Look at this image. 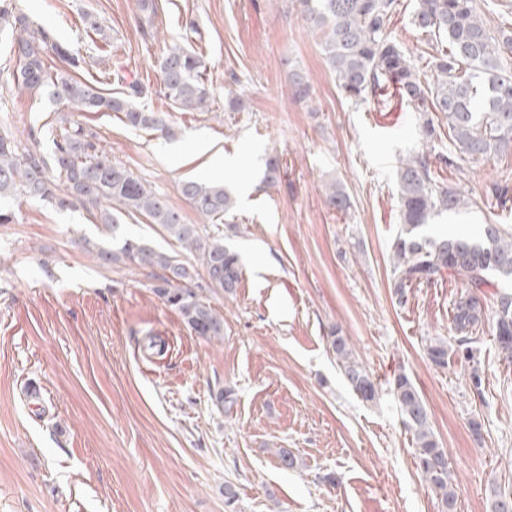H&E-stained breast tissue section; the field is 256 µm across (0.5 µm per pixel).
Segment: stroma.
Masks as SVG:
<instances>
[{"instance_id":"35a3bbf8","label":"stroma","mask_w":512,"mask_h":512,"mask_svg":"<svg viewBox=\"0 0 512 512\" xmlns=\"http://www.w3.org/2000/svg\"><path fill=\"white\" fill-rule=\"evenodd\" d=\"M156 3L146 41L138 0H18L31 22L78 51L80 79L112 94L117 72L150 85L138 105L166 112L175 139L14 87L6 35L0 133L47 153L52 127L77 117L189 224L198 218L181 182L218 179L198 146L235 161L221 179L237 199L228 243L244 276L231 295L202 289L224 316L223 339L209 341L154 293L149 270L102 266L86 253L81 238L107 245L113 235L89 213L14 200L13 223L0 224V512H442L388 389L366 403L347 386L326 342L333 327L378 381L398 370L414 381L448 455L455 512H490L495 492L512 491V363L489 332L474 333L483 390L474 396L468 362L440 369L425 351L448 337L461 282L408 289L403 304L391 286L401 228L394 171L422 147L416 113L346 100L320 37L288 0ZM414 6L400 0L391 31L406 54L426 58L432 48L412 23ZM172 43L202 53L210 111L155 95L158 59ZM294 69L309 80L307 102L291 94ZM232 96L245 110L225 111ZM271 155L283 172L269 188ZM437 176L475 205L435 218L431 233L474 237L484 224L512 232V209L489 193L512 178V154ZM332 181L348 194L347 211L327 205ZM225 387L237 397L229 415L211 400ZM35 389L40 399H31ZM281 448L297 468H281Z\"/></svg>"}]
</instances>
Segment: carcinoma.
<instances>
[{
    "mask_svg": "<svg viewBox=\"0 0 512 512\" xmlns=\"http://www.w3.org/2000/svg\"><path fill=\"white\" fill-rule=\"evenodd\" d=\"M291 7L315 31L323 33L324 59L336 76L342 94L355 102L372 101L379 107L392 99L418 113L422 150L399 161L396 168L401 230L392 244V284L398 301H404L412 284H435L448 274L461 281L466 292L453 302L450 330L453 340L429 341L428 359L439 368L454 357L471 363L470 381L482 395L478 349L472 335L488 326L498 350L512 360V292L498 302L508 310L486 313L482 296L512 279V234L505 237L498 225L487 224L477 238L458 234L432 235L431 219L476 204L468 194L438 182L436 167H455L463 158H488L512 153V67L504 57L512 49V31L492 34L476 0H416L413 25L428 36L436 54L427 62L431 76L391 36L390 25L399 0H291ZM12 34L16 59L12 80L29 91H42L55 101L69 103L80 112H120L134 129H149L172 138L176 132L164 113L140 109L134 101L150 86L117 76L123 92L106 95L71 71L81 58L55 41L46 28L31 29L28 18L16 11L15 0H0V33ZM50 48L68 66L55 72L43 59ZM159 94L184 111H207L212 92L205 78L203 56L176 43L165 47L158 59ZM293 97L306 100L311 87L300 71L290 73ZM448 120L453 149H436L438 132L431 113ZM492 195L504 209L512 202L509 181L492 185ZM182 196L203 224H222L235 208L221 183L186 181ZM49 200L59 209H82L115 231L123 214L137 213L160 227L181 248L167 252L138 239L115 240L110 247L84 240L87 253L104 264L160 270L155 294L178 310L196 335L208 340L224 336V318L199 291L200 272L206 283L228 294L243 277L239 254L221 233H199L183 215L97 143V135L78 121L55 128L51 153L21 151L14 138L0 134V224H9L14 212L8 202L19 197ZM326 201L337 210L349 208V197L337 183L329 184ZM349 387L366 403L379 398L377 381L355 359L346 338L336 330L326 336ZM402 423L412 434L415 457L428 487L440 497L443 508L455 509L456 494L448 490L449 469L445 449L431 428L428 409L415 384L404 372L388 380Z\"/></svg>",
    "mask_w": 512,
    "mask_h": 512,
    "instance_id": "1",
    "label": "carcinoma"
}]
</instances>
